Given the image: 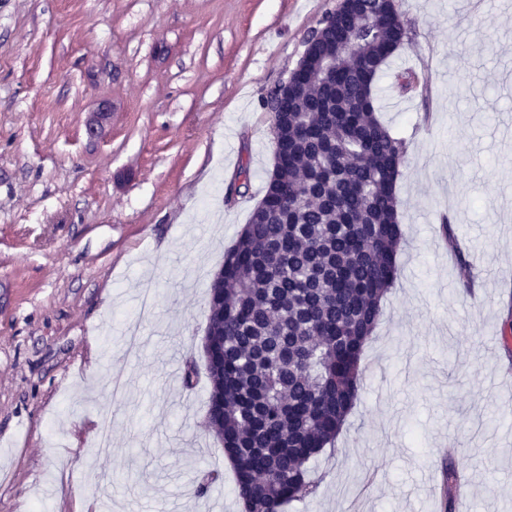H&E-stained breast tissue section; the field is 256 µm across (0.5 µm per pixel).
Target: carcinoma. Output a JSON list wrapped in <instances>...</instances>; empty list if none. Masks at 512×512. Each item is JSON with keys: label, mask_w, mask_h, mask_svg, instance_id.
Segmentation results:
<instances>
[{"label": "carcinoma", "mask_w": 512, "mask_h": 512, "mask_svg": "<svg viewBox=\"0 0 512 512\" xmlns=\"http://www.w3.org/2000/svg\"><path fill=\"white\" fill-rule=\"evenodd\" d=\"M408 37L395 4L346 0L306 41L307 77L270 118L281 156L266 206L224 252L208 290L206 424L235 474L242 512H284L317 491L308 468L358 402L365 344L398 280L397 180L407 155L378 115L377 78ZM443 223L457 283L474 273ZM445 512H460L453 457Z\"/></svg>", "instance_id": "1"}]
</instances>
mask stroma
<instances>
[{
  "label": "stroma",
  "mask_w": 512,
  "mask_h": 512,
  "mask_svg": "<svg viewBox=\"0 0 512 512\" xmlns=\"http://www.w3.org/2000/svg\"><path fill=\"white\" fill-rule=\"evenodd\" d=\"M469 2L395 0L409 37L378 85L404 106L378 116L407 143L402 273L318 492L285 512H441L449 447L470 512H512V0ZM338 3L0 0V512H241L205 421L207 291L273 169L260 98ZM455 223L456 218H453L452 220L448 218V220L443 223L442 232L448 251L452 252L455 256L457 283L463 291L471 293L472 289L474 288V273L472 264L469 261L467 254H465V252H463L459 247L457 237L452 227V224Z\"/></svg>",
  "instance_id": "stroma-1"
}]
</instances>
